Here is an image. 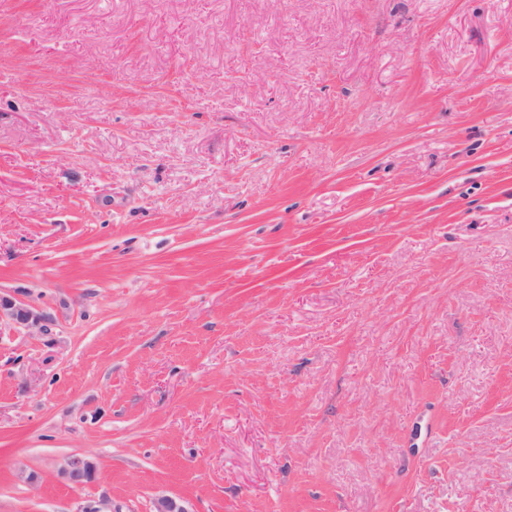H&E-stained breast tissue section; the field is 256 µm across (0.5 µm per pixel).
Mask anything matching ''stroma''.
Segmentation results:
<instances>
[{"instance_id":"stroma-1","label":"stroma","mask_w":512,"mask_h":512,"mask_svg":"<svg viewBox=\"0 0 512 512\" xmlns=\"http://www.w3.org/2000/svg\"><path fill=\"white\" fill-rule=\"evenodd\" d=\"M0 293V512H512V0H0ZM3 317L9 319L15 326L27 329L48 320L44 313L36 311L29 303L0 295V320ZM94 464L83 456L71 457L63 469V475L72 483H81L94 477Z\"/></svg>"}]
</instances>
